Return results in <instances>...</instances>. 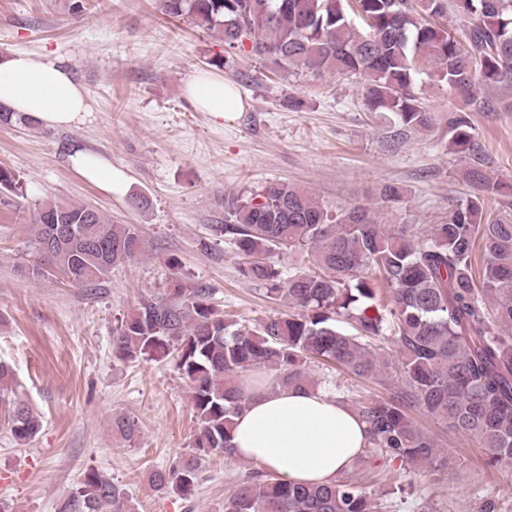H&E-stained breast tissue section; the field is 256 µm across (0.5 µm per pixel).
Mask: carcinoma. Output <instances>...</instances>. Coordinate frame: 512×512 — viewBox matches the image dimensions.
Wrapping results in <instances>:
<instances>
[{
	"label": "carcinoma",
	"mask_w": 512,
	"mask_h": 512,
	"mask_svg": "<svg viewBox=\"0 0 512 512\" xmlns=\"http://www.w3.org/2000/svg\"><path fill=\"white\" fill-rule=\"evenodd\" d=\"M160 12L189 19L224 43V62L244 48L290 74L337 73L357 79L371 112L389 116L392 134L430 130L437 116L420 101L418 79L441 83L461 99L448 114V152L468 160L469 187L420 241L413 224H384L367 207L331 211L308 191L270 181L228 203L213 228L233 245L239 273L283 300L292 312L249 326L224 318L211 291L179 279L168 297L142 301L112 337L124 362L174 361L188 382L198 421L191 452L151 474L153 487L192 496L203 461L234 455L232 417L245 387H319L309 364H332L357 378L393 380L390 395L358 405L372 447L403 469H448V456L417 425L419 410L484 448L490 465L512 461V213L493 217L490 195L512 197V185L489 176L493 159L468 113L491 109L486 89L512 82V0H157ZM465 19L460 43L438 19ZM365 24L356 30L350 13ZM75 224L82 236L48 245L45 227ZM40 261L36 276L60 273L81 287L133 263L146 247L133 224H114L94 208L62 200L42 203L29 224ZM283 248L306 254L308 266L283 276L273 261ZM389 303H377V281ZM344 317L357 334L339 326ZM393 342L397 355L363 338ZM13 371L0 361V404L9 407L13 439L40 430L28 404L13 396ZM132 441L138 421L117 418ZM118 485L90 470L63 512H128ZM224 512H381L348 473L331 485L286 484L263 466L251 468L224 498Z\"/></svg>",
	"instance_id": "obj_1"
}]
</instances>
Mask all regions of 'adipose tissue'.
I'll return each mask as SVG.
<instances>
[{"label":"adipose tissue","mask_w":512,"mask_h":512,"mask_svg":"<svg viewBox=\"0 0 512 512\" xmlns=\"http://www.w3.org/2000/svg\"><path fill=\"white\" fill-rule=\"evenodd\" d=\"M184 93L218 118L238 108L231 85L218 73L196 74ZM0 107L47 127L79 123L90 114L80 85L59 58L24 53L0 60ZM69 162L105 191L126 184L105 158L84 149H74ZM232 421L236 456L261 464L286 483H335L371 446L358 410L322 387L250 388L244 409Z\"/></svg>","instance_id":"1"}]
</instances>
